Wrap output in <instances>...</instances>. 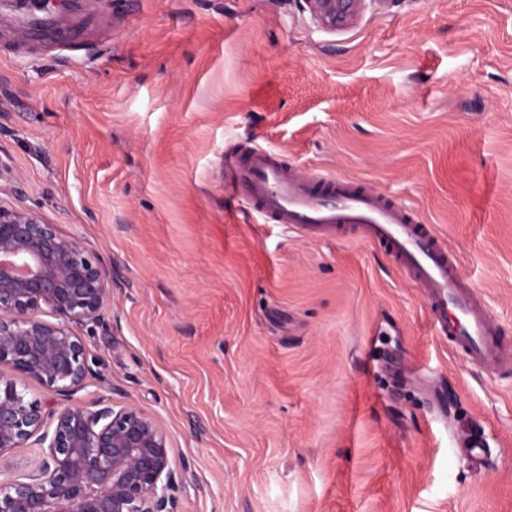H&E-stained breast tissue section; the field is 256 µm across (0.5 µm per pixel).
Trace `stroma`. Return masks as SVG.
<instances>
[{
	"instance_id": "35a3bbf8",
	"label": "stroma",
	"mask_w": 512,
	"mask_h": 512,
	"mask_svg": "<svg viewBox=\"0 0 512 512\" xmlns=\"http://www.w3.org/2000/svg\"><path fill=\"white\" fill-rule=\"evenodd\" d=\"M20 12L0 0V205L112 273L103 325L70 326L82 385L17 376L27 399L149 415L174 512H512V372L450 346L380 246L224 184L256 143L410 205L512 342V0H363L336 30L307 0H69L82 39L35 51Z\"/></svg>"
}]
</instances>
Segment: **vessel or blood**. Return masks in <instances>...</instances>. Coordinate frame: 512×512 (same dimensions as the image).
<instances>
[{"label": "vessel or blood", "mask_w": 512, "mask_h": 512, "mask_svg": "<svg viewBox=\"0 0 512 512\" xmlns=\"http://www.w3.org/2000/svg\"><path fill=\"white\" fill-rule=\"evenodd\" d=\"M22 22L36 38L58 32L52 10L30 14ZM224 183L274 223L319 235L356 232L379 245L427 297L441 336L484 369L512 367V344L499 335L484 305L461 283L456 262L433 226L421 223L405 205L344 177L293 174L277 152L261 148L227 150Z\"/></svg>", "instance_id": "vessel-or-blood-1"}]
</instances>
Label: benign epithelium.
Wrapping results in <instances>:
<instances>
[{
  "instance_id": "1",
  "label": "benign epithelium",
  "mask_w": 512,
  "mask_h": 512,
  "mask_svg": "<svg viewBox=\"0 0 512 512\" xmlns=\"http://www.w3.org/2000/svg\"><path fill=\"white\" fill-rule=\"evenodd\" d=\"M306 2L336 29L364 0ZM111 290L110 271L78 238L28 209L0 206V456L32 438L45 446L33 472L0 484V512H174L172 461L152 418L132 406L73 404L49 433L41 406L11 377L62 393L81 385L85 350L69 326L103 323Z\"/></svg>"
}]
</instances>
